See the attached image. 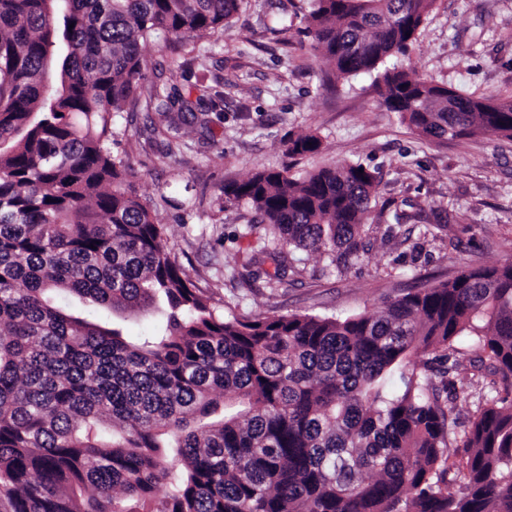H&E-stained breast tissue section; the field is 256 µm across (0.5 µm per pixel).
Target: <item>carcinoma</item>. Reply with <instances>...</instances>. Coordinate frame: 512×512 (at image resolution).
I'll return each instance as SVG.
<instances>
[{"label": "carcinoma", "instance_id": "cac0c4a2", "mask_svg": "<svg viewBox=\"0 0 512 512\" xmlns=\"http://www.w3.org/2000/svg\"><path fill=\"white\" fill-rule=\"evenodd\" d=\"M436 0H310L334 77L375 74L424 139H512V95L462 94L388 66ZM243 0H0V508L3 512H512V261L344 318L224 316L188 278L112 154L114 117L192 102L146 82L142 45L224 32ZM74 28H69V25ZM302 132L288 153L316 152ZM375 172L224 186L281 246L358 258ZM66 294L112 312L91 320ZM163 312L150 336L118 319ZM482 387L456 437L455 346ZM434 355L436 366L421 362Z\"/></svg>", "mask_w": 512, "mask_h": 512}]
</instances>
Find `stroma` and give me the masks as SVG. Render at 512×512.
Returning <instances> with one entry per match:
<instances>
[{"mask_svg":"<svg viewBox=\"0 0 512 512\" xmlns=\"http://www.w3.org/2000/svg\"><path fill=\"white\" fill-rule=\"evenodd\" d=\"M309 0H246L225 33L167 48H142L148 79L199 96L206 123L187 119L179 135H157L156 113L123 112L116 147L135 192L167 225L169 245L190 279L225 314L242 319L308 312L343 317L448 279L468 266L512 260V140L494 135L439 144L422 139L382 103L375 78L330 81L329 62L304 30ZM288 20L284 33L270 20ZM420 75L457 91L512 94V0H437L409 56ZM316 132L319 151L287 152L290 138ZM359 163L381 177L360 258L337 270L320 255L293 251L284 283L271 263L245 284L248 250L269 240L246 202L224 186L254 170L293 177Z\"/></svg>","mask_w":512,"mask_h":512,"instance_id":"35a3bbf8","label":"stroma"}]
</instances>
